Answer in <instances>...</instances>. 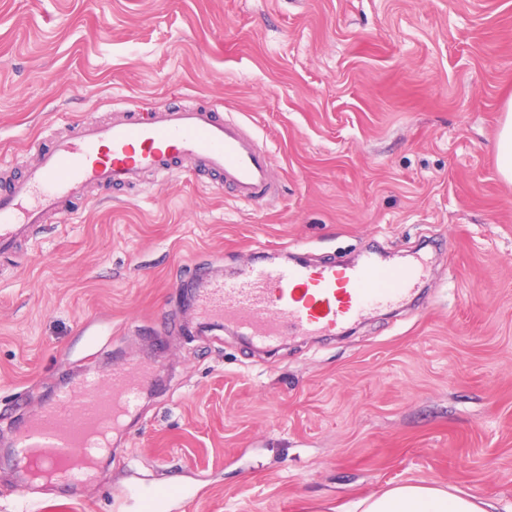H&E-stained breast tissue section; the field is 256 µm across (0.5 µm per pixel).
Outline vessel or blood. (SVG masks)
<instances>
[{
  "label": "vessel or blood",
  "instance_id": "1",
  "mask_svg": "<svg viewBox=\"0 0 512 512\" xmlns=\"http://www.w3.org/2000/svg\"><path fill=\"white\" fill-rule=\"evenodd\" d=\"M190 161L218 175L245 203L277 193L270 157L256 139L209 106L129 112L107 123H78L56 139L37 166L0 191V254L15 251L41 228L47 213L64 210L92 185L139 186L146 175L166 174ZM425 272L413 259L388 264L375 253L353 264L253 263L230 279L200 275L196 304L209 318L271 345L286 335L332 334L373 310L401 303ZM151 374L125 361L91 373L34 412L18 429L16 447L36 465L63 468L77 456H95L87 435L133 412Z\"/></svg>",
  "mask_w": 512,
  "mask_h": 512
}]
</instances>
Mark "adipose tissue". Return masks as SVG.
Segmentation results:
<instances>
[{
	"label": "adipose tissue",
	"instance_id": "obj_1",
	"mask_svg": "<svg viewBox=\"0 0 512 512\" xmlns=\"http://www.w3.org/2000/svg\"><path fill=\"white\" fill-rule=\"evenodd\" d=\"M493 503L471 493L404 483L361 503V512H495Z\"/></svg>",
	"mask_w": 512,
	"mask_h": 512
}]
</instances>
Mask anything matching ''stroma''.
I'll list each match as a JSON object with an SVG mask.
<instances>
[{
    "label": "stroma",
    "mask_w": 512,
    "mask_h": 512,
    "mask_svg": "<svg viewBox=\"0 0 512 512\" xmlns=\"http://www.w3.org/2000/svg\"><path fill=\"white\" fill-rule=\"evenodd\" d=\"M512 0H0V188L79 121L216 106L273 157L278 195L212 174L93 186L0 258V512L17 492L21 403L116 359L155 385L61 512H351L405 482L512 512ZM377 248L429 269L396 311L271 347L202 328L186 301L255 252L277 262ZM507 116L498 138V171L512 182V99L507 103Z\"/></svg>",
    "instance_id": "35a3bbf8"
}]
</instances>
